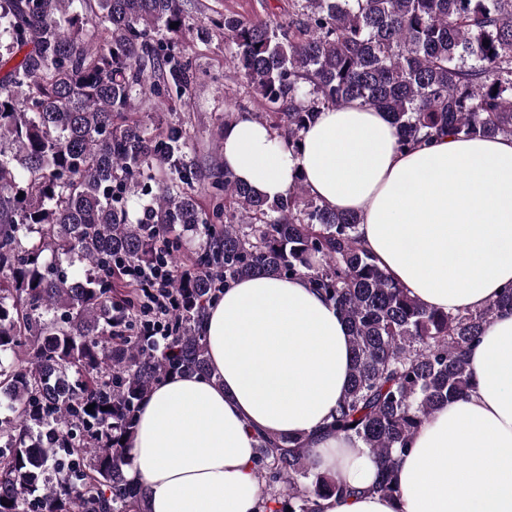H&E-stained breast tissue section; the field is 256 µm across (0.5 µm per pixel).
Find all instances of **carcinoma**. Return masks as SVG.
<instances>
[{
	"mask_svg": "<svg viewBox=\"0 0 512 512\" xmlns=\"http://www.w3.org/2000/svg\"><path fill=\"white\" fill-rule=\"evenodd\" d=\"M183 12V0H0V512H146L125 476L137 413L155 384L210 375L204 314L252 275L307 279L348 324L353 371L321 434L370 449L368 491L393 497L412 435L467 394L470 353L512 310V285L479 311L431 310L362 245L360 217L301 176L271 200L190 160L183 124L148 131L137 103L193 83L160 37L190 31ZM211 23L264 106L254 118L293 152L318 112L354 101L387 114L402 150L512 135V0H291L283 21ZM188 235L202 240L196 272L175 280L156 336L132 274L181 267ZM315 441L257 435L259 512H324L356 493L317 470Z\"/></svg>",
	"mask_w": 512,
	"mask_h": 512,
	"instance_id": "1",
	"label": "carcinoma"
}]
</instances>
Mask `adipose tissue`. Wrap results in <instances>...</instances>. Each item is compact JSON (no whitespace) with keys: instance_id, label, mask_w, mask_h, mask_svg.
<instances>
[{"instance_id":"1","label":"adipose tissue","mask_w":512,"mask_h":512,"mask_svg":"<svg viewBox=\"0 0 512 512\" xmlns=\"http://www.w3.org/2000/svg\"><path fill=\"white\" fill-rule=\"evenodd\" d=\"M387 115L351 103L322 110L291 152L241 117L224 132V164L276 198L295 175L330 207L354 212L364 246L428 308L477 311L512 284V136L446 135L398 150ZM211 378L154 386L127 449L126 476L148 512H255V435L312 434L329 421L352 369L349 332L306 279L252 276L207 309ZM474 388L413 435L400 493H368L370 452L335 437L313 446L321 470L357 494L325 512H512V312L472 351Z\"/></svg>"}]
</instances>
